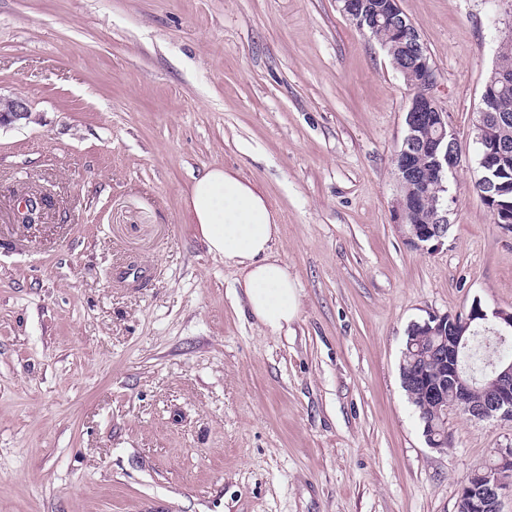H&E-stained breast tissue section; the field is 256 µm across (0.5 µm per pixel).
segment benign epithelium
Here are the masks:
<instances>
[{"instance_id": "benign-epithelium-1", "label": "benign epithelium", "mask_w": 512, "mask_h": 512, "mask_svg": "<svg viewBox=\"0 0 512 512\" xmlns=\"http://www.w3.org/2000/svg\"><path fill=\"white\" fill-rule=\"evenodd\" d=\"M342 11L359 29L364 24L374 25L362 11L357 0H341ZM401 49L404 50L403 62L393 63L394 68L407 74L405 64H411L428 74L434 66L426 54L420 34L415 28L405 27ZM32 112L27 102L20 98L0 96V126L31 120ZM491 115L482 109L477 112L474 139L476 154L482 155L481 164L487 170L481 178L486 192L483 197L491 199L497 183L495 171L488 159L504 152V146L498 141L483 138L482 131L489 123ZM433 130L429 138H423L417 130L421 125ZM425 155L432 165L434 182L441 183L448 172L460 163V151L457 140L448 129V115L439 110L432 92L424 97L413 96L405 116V135L393 162L398 184L414 185L425 180L415 163V157ZM426 203V196L418 194L411 200L396 197L394 201L395 223L411 245L433 252L448 237V207H435L426 224L409 223L412 209ZM478 324L489 328L505 340L512 335V311L503 308L488 310L481 302H474L464 318L451 314L429 315L428 319L411 324L413 336H438L440 342L429 353V361L437 364L439 373L430 376L426 369H416L410 374L408 385L419 391L424 405L432 410L439 409L452 399V407L477 419L496 418L512 422V359L499 358L491 369L477 379L468 374L460 363V353L466 348L469 339L459 325ZM512 491V448L499 453L495 464L478 468L469 476L457 503V512H499L500 498Z\"/></svg>"}]
</instances>
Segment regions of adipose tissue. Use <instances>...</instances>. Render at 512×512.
I'll return each mask as SVG.
<instances>
[{"label": "adipose tissue", "instance_id": "ef3b65f1", "mask_svg": "<svg viewBox=\"0 0 512 512\" xmlns=\"http://www.w3.org/2000/svg\"><path fill=\"white\" fill-rule=\"evenodd\" d=\"M185 207L209 253L238 272L251 315L271 332L290 330L298 317V290L274 251L281 227L267 198L216 166L194 178Z\"/></svg>", "mask_w": 512, "mask_h": 512}]
</instances>
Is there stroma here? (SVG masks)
I'll return each instance as SVG.
<instances>
[{
  "label": "stroma",
  "instance_id": "35a3bbf8",
  "mask_svg": "<svg viewBox=\"0 0 512 512\" xmlns=\"http://www.w3.org/2000/svg\"><path fill=\"white\" fill-rule=\"evenodd\" d=\"M399 6L461 147L431 253L392 211L408 87L339 0H0V95L33 116L0 127V512H456L512 448L456 409L428 447L399 372L429 313L512 310L474 144L507 15ZM211 166L277 213L290 332L185 221Z\"/></svg>",
  "mask_w": 512,
  "mask_h": 512
}]
</instances>
